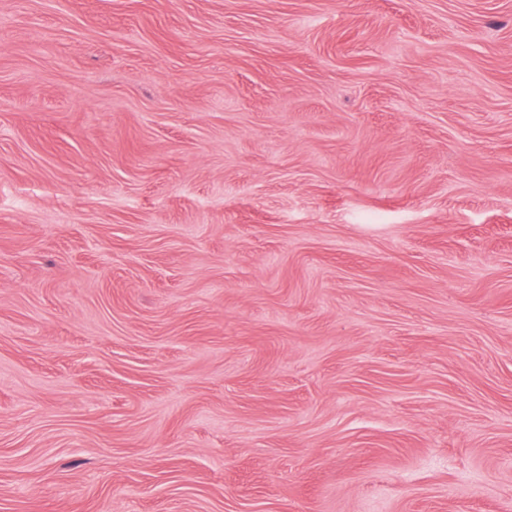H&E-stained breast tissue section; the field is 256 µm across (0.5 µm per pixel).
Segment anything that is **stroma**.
<instances>
[{
  "label": "stroma",
  "instance_id": "obj_1",
  "mask_svg": "<svg viewBox=\"0 0 512 512\" xmlns=\"http://www.w3.org/2000/svg\"><path fill=\"white\" fill-rule=\"evenodd\" d=\"M0 512H512V0H0Z\"/></svg>",
  "mask_w": 512,
  "mask_h": 512
}]
</instances>
